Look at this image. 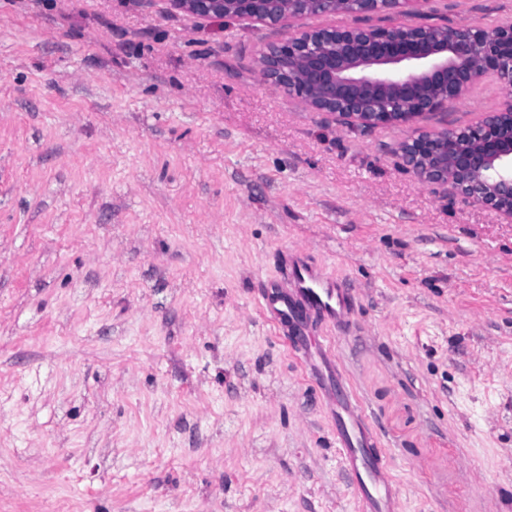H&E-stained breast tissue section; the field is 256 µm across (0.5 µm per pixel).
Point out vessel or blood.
I'll use <instances>...</instances> for the list:
<instances>
[{
  "instance_id": "vessel-or-blood-1",
  "label": "vessel or blood",
  "mask_w": 512,
  "mask_h": 512,
  "mask_svg": "<svg viewBox=\"0 0 512 512\" xmlns=\"http://www.w3.org/2000/svg\"><path fill=\"white\" fill-rule=\"evenodd\" d=\"M289 288L262 289L257 297L260 311L291 335L301 360L314 371L324 396L344 468L352 479L363 512H397V484L386 461L377 452L371 421L346 382L333 351V340L309 333L322 321L345 331L350 293L340 278L309 260L295 258L288 268Z\"/></svg>"
}]
</instances>
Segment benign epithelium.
Segmentation results:
<instances>
[{
	"instance_id": "obj_1",
	"label": "benign epithelium",
	"mask_w": 512,
	"mask_h": 512,
	"mask_svg": "<svg viewBox=\"0 0 512 512\" xmlns=\"http://www.w3.org/2000/svg\"><path fill=\"white\" fill-rule=\"evenodd\" d=\"M305 0H171L198 17L249 18L281 29L304 15ZM324 12L349 6L359 15L418 10L428 0H316ZM261 78L317 112L372 129L409 123L462 98L473 82L494 75L502 111L465 128L420 134L400 146L424 183L441 184L463 201L512 222V24L407 29L333 28L285 35L259 56Z\"/></svg>"
}]
</instances>
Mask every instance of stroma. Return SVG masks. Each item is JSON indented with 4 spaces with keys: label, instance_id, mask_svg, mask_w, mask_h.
I'll list each match as a JSON object with an SVG mask.
<instances>
[{
    "label": "stroma",
    "instance_id": "35a3bbf8",
    "mask_svg": "<svg viewBox=\"0 0 512 512\" xmlns=\"http://www.w3.org/2000/svg\"><path fill=\"white\" fill-rule=\"evenodd\" d=\"M512 24V0L299 29ZM257 23L171 0H0V512H361L325 401L259 311L303 250L399 512H512V222L258 74Z\"/></svg>",
    "mask_w": 512,
    "mask_h": 512
}]
</instances>
